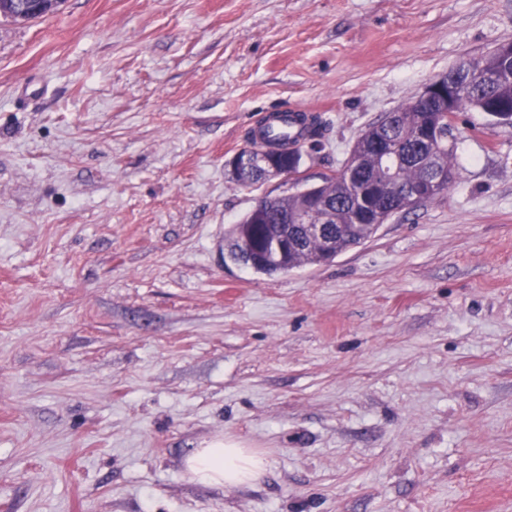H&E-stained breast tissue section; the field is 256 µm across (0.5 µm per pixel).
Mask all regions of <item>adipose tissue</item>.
<instances>
[{"instance_id": "adipose-tissue-1", "label": "adipose tissue", "mask_w": 512, "mask_h": 512, "mask_svg": "<svg viewBox=\"0 0 512 512\" xmlns=\"http://www.w3.org/2000/svg\"><path fill=\"white\" fill-rule=\"evenodd\" d=\"M258 451L233 439L217 440L195 449L184 461L192 481L202 486L240 488L254 484L266 469Z\"/></svg>"}]
</instances>
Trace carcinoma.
Masks as SVG:
<instances>
[{
    "label": "carcinoma",
    "mask_w": 512,
    "mask_h": 512,
    "mask_svg": "<svg viewBox=\"0 0 512 512\" xmlns=\"http://www.w3.org/2000/svg\"><path fill=\"white\" fill-rule=\"evenodd\" d=\"M448 75L457 78L460 89L455 101L453 113L476 111L495 112L512 107V57L496 56L489 53L477 60L463 61L457 69L448 70ZM394 126L387 127L378 121L366 129L361 139H356L351 149V165L363 176L368 177L373 170L388 162L379 157L372 148V141L389 133L402 141V148L410 155L400 162L388 163L398 167V177L401 183L410 184L423 177L424 169L420 158L413 153L419 136L432 122L434 110L429 106H418L409 101L394 112ZM367 185L342 179L336 183H328L317 187H307L311 195H336V209L332 215V224H351L361 209L360 197L366 194ZM304 194L297 192L288 196H276L269 207L247 212L241 220L232 226L225 237L224 249L238 256L239 265L253 270L255 273L270 277L284 275L304 265L320 263V248L308 237L302 234V225L292 223V215L303 205ZM268 224H278L283 233L289 236L295 249L288 250V261L280 262L273 258L264 262H252L250 258L237 255V238L246 231H260ZM375 235L372 225L358 231V237L347 239L340 237L336 240V254L340 255L352 248L364 244Z\"/></svg>",
    "instance_id": "1"
}]
</instances>
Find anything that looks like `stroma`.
Listing matches in <instances>:
<instances>
[{
	"instance_id": "1",
	"label": "stroma",
	"mask_w": 512,
	"mask_h": 512,
	"mask_svg": "<svg viewBox=\"0 0 512 512\" xmlns=\"http://www.w3.org/2000/svg\"><path fill=\"white\" fill-rule=\"evenodd\" d=\"M512 41V0H65L0 16V512H512V126L456 119L455 183L333 262L224 237L277 178L226 162L318 111L308 183ZM223 438L254 485L192 482ZM13 2L16 5H9L10 11L8 15L17 22L26 23L34 15L43 17L57 13L63 0H23L22 2L13 0ZM3 15L8 17L6 13ZM297 106L283 107L280 112L267 114L258 125L269 139L302 143L305 131L296 120V115L304 114L310 117L309 112H301ZM273 115H275L273 117ZM257 125V126H258ZM258 451L233 439L217 440L195 449L184 461L192 481L202 486L240 488L254 484L266 469Z\"/></svg>"
}]
</instances>
